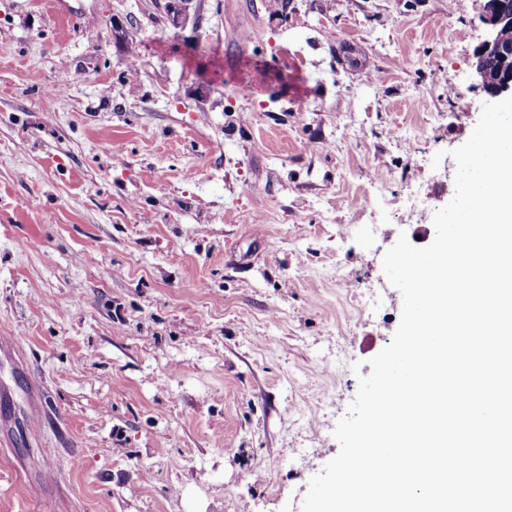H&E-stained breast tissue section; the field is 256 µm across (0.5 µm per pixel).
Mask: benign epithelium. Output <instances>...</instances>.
I'll return each instance as SVG.
<instances>
[{"label":"benign epithelium","instance_id":"obj_1","mask_svg":"<svg viewBox=\"0 0 512 512\" xmlns=\"http://www.w3.org/2000/svg\"><path fill=\"white\" fill-rule=\"evenodd\" d=\"M480 2V22L484 38L476 47L474 57L482 59L497 55L501 64L488 74L482 68L475 69L480 85L493 101H500L512 95V61L502 48L501 31L512 21V9L507 0H478ZM201 0H164L161 4L165 21L176 30H184L188 25H197Z\"/></svg>","mask_w":512,"mask_h":512}]
</instances>
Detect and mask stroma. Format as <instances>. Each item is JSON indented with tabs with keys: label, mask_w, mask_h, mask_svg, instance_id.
Here are the masks:
<instances>
[{
	"label": "stroma",
	"mask_w": 512,
	"mask_h": 512,
	"mask_svg": "<svg viewBox=\"0 0 512 512\" xmlns=\"http://www.w3.org/2000/svg\"><path fill=\"white\" fill-rule=\"evenodd\" d=\"M267 4L178 34L155 0H0V512H302L339 454L400 321L383 258L435 238L377 189L453 198L483 27Z\"/></svg>",
	"instance_id": "1"
}]
</instances>
